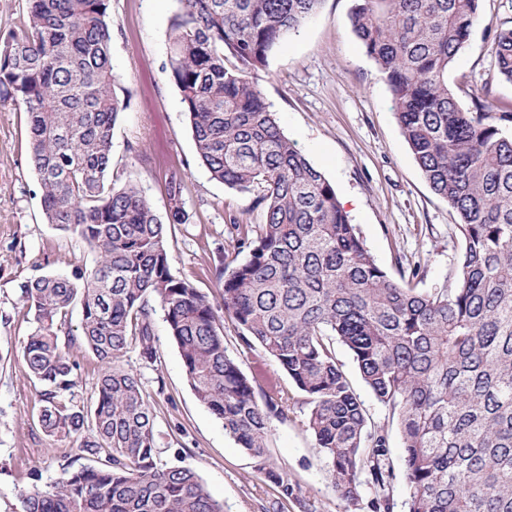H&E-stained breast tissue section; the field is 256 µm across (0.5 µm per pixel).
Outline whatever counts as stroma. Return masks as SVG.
I'll return each mask as SVG.
<instances>
[{"label":"stroma","mask_w":512,"mask_h":512,"mask_svg":"<svg viewBox=\"0 0 512 512\" xmlns=\"http://www.w3.org/2000/svg\"><path fill=\"white\" fill-rule=\"evenodd\" d=\"M352 5L323 0L270 56L258 87L296 148L332 183L339 200L349 201L350 218L376 262L392 274L402 265L419 266L424 290L454 283L461 244L456 217L414 160L388 86L352 31ZM177 7L176 0H110L114 89L125 109L113 129L109 180L117 188L136 184L163 217L166 183L174 174L182 178L189 219L168 228L173 268L214 301L215 266H234L247 257L230 216L255 225L263 215L254 194L211 179L195 160L189 119L170 78L169 24ZM482 10L484 20L458 55L448 83L464 107L472 105V89L485 84L490 102L512 111V84L501 82L491 66L496 29L512 26V0H483ZM93 260L79 237L46 222L39 178L29 163L27 115L0 105V512H18L21 490L55 480L67 463L92 462L69 442L47 437L38 423L40 389L25 377L20 360L32 316L18 285ZM224 336L244 374L280 378L274 362L239 346L232 326H225ZM155 339V364H142L133 349L124 364L138 374L155 408L160 457L194 469L224 512H368L369 490L355 505L336 493L306 428L308 406L299 390L289 388L288 417L274 423L270 438L272 459L299 491L298 500L284 502L197 400L163 320L155 322ZM336 355L367 410L370 429L388 436L394 512H406L409 489L396 419L362 382L349 351L340 345Z\"/></svg>","instance_id":"obj_1"}]
</instances>
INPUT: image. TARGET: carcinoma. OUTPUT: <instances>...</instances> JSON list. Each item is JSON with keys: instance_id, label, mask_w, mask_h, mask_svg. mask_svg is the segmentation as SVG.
Here are the masks:
<instances>
[{"instance_id": "carcinoma-1", "label": "carcinoma", "mask_w": 512, "mask_h": 512, "mask_svg": "<svg viewBox=\"0 0 512 512\" xmlns=\"http://www.w3.org/2000/svg\"><path fill=\"white\" fill-rule=\"evenodd\" d=\"M28 2L23 23L0 40V102L28 115L47 223L77 235L95 259L20 282L34 315L21 357L42 388L44 433L99 465H68L22 491L20 512H224L194 469L161 462L154 407L124 365L132 348L157 361L159 311L195 396L281 499L298 500L269 452L273 422L288 417V389L242 372L222 317L241 347L260 349L305 395L308 430L341 499L357 503L365 485L371 512L394 509L387 435L369 430L338 342L397 415L407 512H512V134L503 127L512 113L479 96L468 111L448 85L482 0H354L350 13L422 176L458 219L457 279L430 291L413 284L420 267L394 278L376 263L253 81L323 0H177L170 73L196 161L211 179L257 192L264 211L255 226L230 217L248 257L216 270L217 305L173 272L166 225L137 185L108 183L124 110L110 0ZM492 66L512 84V27L496 30ZM166 191L168 223H186L182 179L171 176ZM82 349L101 364L89 404L73 356Z\"/></svg>"}]
</instances>
